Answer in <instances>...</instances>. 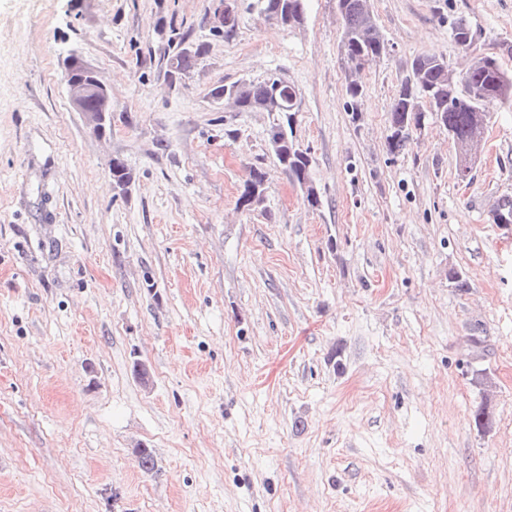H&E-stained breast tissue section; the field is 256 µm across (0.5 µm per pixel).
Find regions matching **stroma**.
<instances>
[{"label":"stroma","mask_w":512,"mask_h":512,"mask_svg":"<svg viewBox=\"0 0 512 512\" xmlns=\"http://www.w3.org/2000/svg\"><path fill=\"white\" fill-rule=\"evenodd\" d=\"M248 3L227 36L215 0H0V512H512V103L468 182L435 120L387 144L413 59L464 65L455 22L512 72V0H371L387 50L354 111L336 0L296 27ZM172 24L208 45L176 83ZM64 52L107 84L104 129ZM273 72L301 96L315 209L267 113L210 95ZM62 66L65 70L68 96L74 109L84 114L97 129H103L107 112L89 108L87 102L92 96H97L106 105H110L111 97L106 85L93 68L81 63L71 54L62 60Z\"/></svg>","instance_id":"1"}]
</instances>
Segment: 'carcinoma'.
<instances>
[{
    "label": "carcinoma",
    "mask_w": 512,
    "mask_h": 512,
    "mask_svg": "<svg viewBox=\"0 0 512 512\" xmlns=\"http://www.w3.org/2000/svg\"><path fill=\"white\" fill-rule=\"evenodd\" d=\"M339 10L342 18L340 42L344 43L345 59L350 69L361 67L363 61L375 57L384 49V38L379 29H370L364 24L367 0H342ZM281 7L282 18L267 16L283 26H299L304 20V0H255L250 7L264 14L271 7ZM165 62L167 77L175 81L192 70L206 52L203 44H187V36L175 29L170 30ZM447 63L431 55H419L413 59L411 72L413 82H404L395 97L389 112L390 131L388 146L396 153L409 143L411 132L422 127L427 114H432L448 130L453 143H463L475 132V118L480 111L488 112L495 102H512V73L501 65H494L488 57H482L470 77V88L452 90L444 72ZM235 94L239 99V111L260 112L276 98L279 108L271 117L267 128V140L278 164L290 183L299 187L311 180L312 157L308 150L299 149L293 137V122L289 119L293 107L295 86H284L275 90L274 75L262 80L236 81L215 87L214 98L221 94ZM131 180L125 162L112 159V181L123 186ZM138 466L145 472L157 467L156 458L149 448L134 449Z\"/></svg>",
    "instance_id": "carcinoma-1"
}]
</instances>
